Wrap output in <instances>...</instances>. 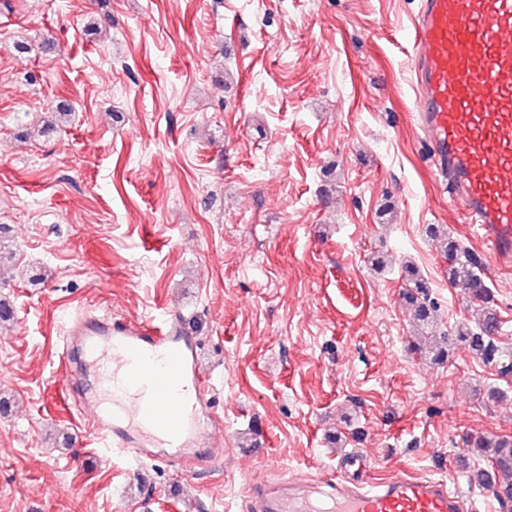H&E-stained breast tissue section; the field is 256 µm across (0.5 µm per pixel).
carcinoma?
Returning <instances> with one entry per match:
<instances>
[{
	"mask_svg": "<svg viewBox=\"0 0 512 512\" xmlns=\"http://www.w3.org/2000/svg\"><path fill=\"white\" fill-rule=\"evenodd\" d=\"M426 233L441 253L448 257V280L470 289L473 302L477 305L473 324L458 325L452 339L443 336L444 345L426 351L429 360L435 364L443 363L455 340L469 343L483 359L495 360L497 349L492 339L499 332L500 323L494 310L489 306L491 290L482 277V261L452 240L442 225L429 224ZM405 273L407 286L402 293V299L411 309L416 327L425 333L436 324V305L430 297L428 283L419 272L413 266L407 265ZM463 445L501 474L502 482L495 488L494 496L505 497L512 512V440L468 435L463 439Z\"/></svg>",
	"mask_w": 512,
	"mask_h": 512,
	"instance_id": "1",
	"label": "carcinoma"
}]
</instances>
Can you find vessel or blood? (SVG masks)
<instances>
[{
	"mask_svg": "<svg viewBox=\"0 0 512 512\" xmlns=\"http://www.w3.org/2000/svg\"><path fill=\"white\" fill-rule=\"evenodd\" d=\"M410 68L416 127L434 174L496 263H512V0H421ZM61 383L89 407L106 446L139 461L190 471L209 451L204 433L211 377L186 325L75 317L62 347ZM251 512H477L446 479L400 475L364 485L339 479L329 492L294 496L251 489Z\"/></svg>",
	"mask_w": 512,
	"mask_h": 512,
	"instance_id": "obj_1",
	"label": "vessel or blood"
}]
</instances>
